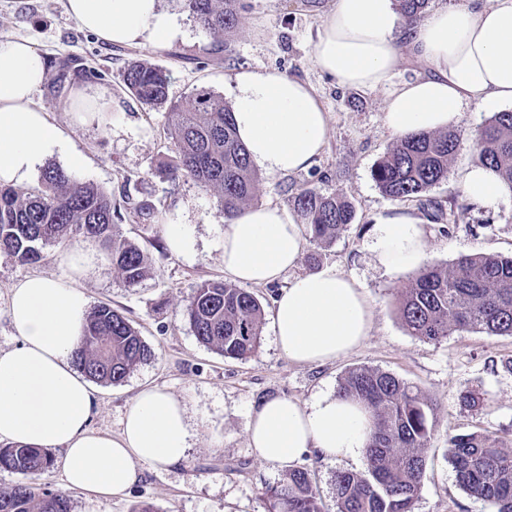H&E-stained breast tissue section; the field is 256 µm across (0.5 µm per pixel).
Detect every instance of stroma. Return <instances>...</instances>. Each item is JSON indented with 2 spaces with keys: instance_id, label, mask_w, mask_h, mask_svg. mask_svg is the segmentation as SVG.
Listing matches in <instances>:
<instances>
[{
  "instance_id": "1",
  "label": "stroma",
  "mask_w": 512,
  "mask_h": 512,
  "mask_svg": "<svg viewBox=\"0 0 512 512\" xmlns=\"http://www.w3.org/2000/svg\"><path fill=\"white\" fill-rule=\"evenodd\" d=\"M65 0H0V39H26L47 60L68 65L61 92L43 86L38 102L69 137L72 154L53 157L78 179L111 193L120 204L116 225L122 239L145 249L156 269L136 287H127L111 264L98 265L82 282L90 305L106 303L130 318L154 349V359L138 365L118 385H96L90 426L118 434L127 405L146 386H166L184 398L194 423L188 455L179 464H138V482L120 496L73 491L75 512H132L140 502L156 512H264L262 494L286 471L261 463L248 446L246 422L261 401L286 397L302 402L336 392L355 367H373L405 379L438 404L436 430L415 512H493L488 502L470 497L458 486L448 461V434L487 432L512 438V336L455 333L431 344L408 333L398 314L400 292L412 281L410 271L381 267L372 249L376 219L393 209L418 214L412 201L398 202L378 188L373 171L394 143L384 126L387 89L339 86L309 57V43L330 0H242L244 9L235 34L215 39L185 10L182 0H159L173 15L181 33L161 48L108 44L83 29L65 10ZM135 61L163 68L169 97L180 101L205 86L232 103L236 72L278 71L315 90L329 114V140L307 170L261 174L256 203H273L296 212L300 189L344 196L355 207V219L325 247L306 244L301 261L278 283L253 286L265 310H272L279 289L295 274L327 267L354 277L373 305L372 330L357 349L324 365L292 363L277 348L271 323H264L261 343L243 360L230 359L201 345L185 314L187 300L203 280L224 275V210L216 192L189 178L170 180L157 172L163 156L173 154L165 113L141 104L129 94L123 73ZM81 90L91 111L70 110L69 97ZM470 151L452 161L447 180L427 191L428 199L453 202L448 226L425 222L429 265L445 266L462 254L512 256V192L501 190L496 207L468 201L459 189ZM149 204L162 221L144 226L134 213ZM185 224L195 241L190 255L173 253L164 227ZM68 244L45 249L36 264H20L0 253V349L16 345L7 311L11 287L27 276L63 278L69 273ZM478 391L487 405L471 410L462 394ZM314 477L326 512H335L332 485L337 470L363 471L366 459L337 463L309 453L296 462Z\"/></svg>"
}]
</instances>
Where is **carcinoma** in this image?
<instances>
[{"mask_svg":"<svg viewBox=\"0 0 512 512\" xmlns=\"http://www.w3.org/2000/svg\"><path fill=\"white\" fill-rule=\"evenodd\" d=\"M199 25L229 36L239 25L238 0H183ZM125 90L150 108L166 112L175 155L172 178L189 177L218 193L224 216L233 217L254 199L258 173L238 140L233 109L213 92L196 88L188 100H169V78L160 67L131 63ZM464 146L455 129L419 132L395 141L374 170L380 191L395 201H423L424 193L448 179L452 160ZM475 162L489 168L512 192V110L495 113L469 146ZM296 205L310 242L329 245L355 219L342 197L301 189ZM120 213L112 194L76 179L58 166L42 174L40 186L23 191L0 184V251L21 264H34L43 249L75 237L98 244L126 286L151 270L148 256L116 230ZM197 340L226 358L243 359L260 345L265 311L251 291L218 279L193 289L186 307ZM401 320L413 336L436 343L456 332L512 336V257L461 254L446 267L425 265L399 298ZM154 350L130 321L109 305L88 315L76 367L89 379L117 385L154 358ZM338 395L363 404L373 418L368 468L340 470L333 480L336 512H415L426 468V449L435 429L436 404L418 388L378 368L359 367L341 380ZM448 458L459 486L512 512V447L500 436L450 434ZM49 453L27 445L0 448V469L26 474L47 470ZM266 512H325L317 485L305 469L288 471L268 488ZM0 512H74L63 491H35L27 484L0 490Z\"/></svg>","mask_w":512,"mask_h":512,"instance_id":"cac0c4a2","label":"carcinoma"}]
</instances>
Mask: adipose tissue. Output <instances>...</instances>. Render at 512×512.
Wrapping results in <instances>:
<instances>
[{"label": "adipose tissue", "mask_w": 512, "mask_h": 512, "mask_svg": "<svg viewBox=\"0 0 512 512\" xmlns=\"http://www.w3.org/2000/svg\"><path fill=\"white\" fill-rule=\"evenodd\" d=\"M66 10L102 41L162 46L180 27L159 0H66ZM314 64L343 87H389L384 124L395 137L441 131L470 108L512 107V0H463L411 21L397 0H332L309 44ZM423 74L402 82L406 61ZM43 54L28 40H0V183L28 179L68 140L36 95L47 82ZM233 119L249 157L269 174L308 169L329 138L328 114L308 83L281 72L235 74ZM464 197L493 207L499 192L479 164L461 175ZM420 219L392 213L378 220L380 266L415 271L425 260ZM302 227L278 205H252L224 226V272L242 285H266L294 270L302 257ZM99 256L76 245L69 278L29 276L10 291L8 317L19 339L0 350V442L61 450L67 488L119 496L139 480L137 462L180 463L190 447L187 404L160 386L140 389L119 435L90 429L95 392L73 356L83 334L88 299L80 280ZM277 347L292 362L319 365L347 355L369 335L372 309L357 281L328 268L296 275L274 301ZM371 420L357 403L323 395L302 403L264 401L246 432L255 457L271 467L294 463L309 450L323 458L357 460Z\"/></svg>", "instance_id": "ef3b65f1"}]
</instances>
